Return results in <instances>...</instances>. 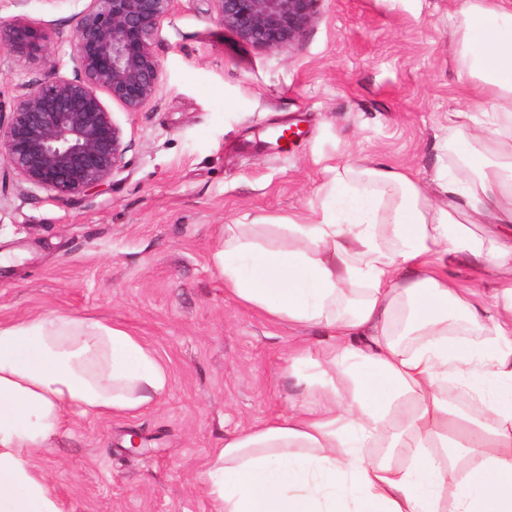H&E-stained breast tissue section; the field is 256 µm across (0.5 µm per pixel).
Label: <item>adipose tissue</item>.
I'll return each instance as SVG.
<instances>
[{
  "mask_svg": "<svg viewBox=\"0 0 512 512\" xmlns=\"http://www.w3.org/2000/svg\"><path fill=\"white\" fill-rule=\"evenodd\" d=\"M458 19L471 94L430 183L346 166L318 211L224 229L227 294L324 340L285 360L305 403L214 449L215 512H512V0H463ZM452 259L497 278L491 304L457 288ZM169 383L122 327L0 323V512H67L38 450L73 413L132 415Z\"/></svg>",
  "mask_w": 512,
  "mask_h": 512,
  "instance_id": "obj_1",
  "label": "adipose tissue"
}]
</instances>
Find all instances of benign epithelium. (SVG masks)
I'll use <instances>...</instances> for the list:
<instances>
[{
    "label": "benign epithelium",
    "mask_w": 512,
    "mask_h": 512,
    "mask_svg": "<svg viewBox=\"0 0 512 512\" xmlns=\"http://www.w3.org/2000/svg\"><path fill=\"white\" fill-rule=\"evenodd\" d=\"M218 22L262 51L293 45L317 19L321 0H210ZM178 0H89L71 42L79 74L52 75L0 100V159L24 184L72 199L127 167L121 128L106 93L129 113L157 95L162 68L153 51ZM51 36L20 13L0 26V47L50 59Z\"/></svg>",
    "instance_id": "obj_1"
}]
</instances>
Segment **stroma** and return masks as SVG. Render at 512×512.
<instances>
[{
	"label": "stroma",
	"instance_id": "1",
	"mask_svg": "<svg viewBox=\"0 0 512 512\" xmlns=\"http://www.w3.org/2000/svg\"><path fill=\"white\" fill-rule=\"evenodd\" d=\"M461 0H321L290 48L240 42L210 0H180L153 50L155 99L123 131L127 167L71 201L29 188L0 162V323L50 312L98 317L140 336L169 369L167 394L135 416H75L38 463L69 512H213L208 461L236 426L285 414L303 391L284 359L315 327L279 326L224 291L211 262L225 225L309 213L346 165L381 162L430 181L457 78ZM88 0H0L53 38L51 60L0 49V99L58 73ZM292 129L284 143L275 132ZM142 439L129 453L130 432Z\"/></svg>",
	"mask_w": 512,
	"mask_h": 512
}]
</instances>
